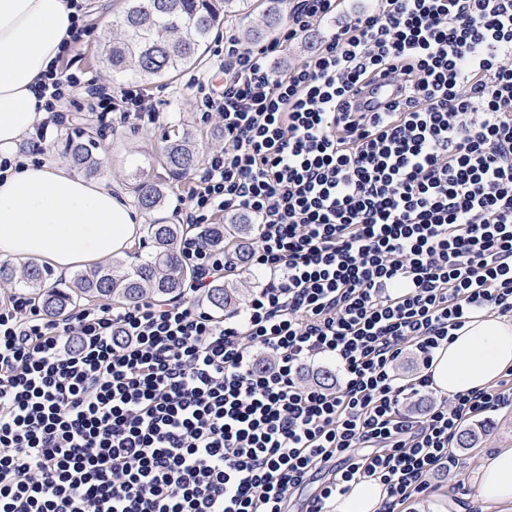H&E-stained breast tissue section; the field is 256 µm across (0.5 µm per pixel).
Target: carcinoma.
<instances>
[{
  "label": "carcinoma",
  "instance_id": "carcinoma-1",
  "mask_svg": "<svg viewBox=\"0 0 512 512\" xmlns=\"http://www.w3.org/2000/svg\"><path fill=\"white\" fill-rule=\"evenodd\" d=\"M285 0H266L259 23L244 30L247 41H260L271 35L284 21ZM248 8V0H125L120 33L105 42L106 65L115 75L140 83L178 73L197 62L202 46L208 41L215 24L237 17ZM95 142L80 136L66 139L65 154L70 162L87 175L97 173L93 157ZM165 164L174 174H185L198 164V155L189 138L168 139ZM134 193L137 204L146 211L159 207L164 194L136 169ZM184 232L181 224H150L147 237L151 250L136 256L137 262L127 266L118 263L102 266L89 273H78L67 289L46 287L45 273L36 264H28L18 272L8 263L0 264V281H18L29 288L50 314L63 317L68 309L84 298H106L117 304H130L146 297L168 298L179 295L191 277L188 264L176 249ZM256 232L253 224L232 223L226 227L212 224L205 236L212 243L224 237L249 239ZM239 295L232 285L211 289L208 304L217 310L230 306Z\"/></svg>",
  "mask_w": 512,
  "mask_h": 512
}]
</instances>
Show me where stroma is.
<instances>
[{
	"label": "stroma",
	"mask_w": 512,
	"mask_h": 512,
	"mask_svg": "<svg viewBox=\"0 0 512 512\" xmlns=\"http://www.w3.org/2000/svg\"><path fill=\"white\" fill-rule=\"evenodd\" d=\"M87 33L82 45L70 56L73 72L85 74L94 85H115L113 78L102 61L103 37L100 28L106 20H119L124 0H84ZM370 0H340L335 15L325 19L307 37L288 46L282 58L294 64L310 54L321 37L339 30L351 18L368 8ZM253 13H243L230 26H216L209 38V48L199 64L183 70L173 77L152 82L150 88L165 118L161 123L150 124L136 120H122L119 113L111 112L98 117L95 98L80 92L67 98L60 106L59 121L48 122L35 128L29 136L23 137L19 145L30 148L34 141H41L44 157L64 162V144L67 137L78 133H93L97 148L95 155L100 162L99 179L111 181L128 204L136 199L131 189L132 174L136 167H143L148 180L160 186L165 192L163 206L142 216L143 224L152 220L171 222L175 219L177 188L180 178L174 177L163 163V150L168 135L191 131L199 157L206 155L224 144V139L214 123L204 121L198 109L194 93L189 88L191 79L208 80L219 63L217 53L224 48V32L240 30L256 21ZM466 430L476 431L477 440L469 448H457L459 459L457 484L455 487L441 485L432 493L408 501L405 512H512V506L485 508L479 498L477 474L485 456L498 448L512 447V409H504L476 417L465 425Z\"/></svg>",
	"instance_id": "35a3bbf8"
}]
</instances>
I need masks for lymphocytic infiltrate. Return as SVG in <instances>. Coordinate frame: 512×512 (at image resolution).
Here are the masks:
<instances>
[{
    "label": "lymphocytic infiltrate",
    "instance_id": "lymphocytic-infiltrate-1",
    "mask_svg": "<svg viewBox=\"0 0 512 512\" xmlns=\"http://www.w3.org/2000/svg\"><path fill=\"white\" fill-rule=\"evenodd\" d=\"M297 0L279 35H224V82H198L224 134L187 177L180 296L48 316L0 299V512H306L381 480L399 512L452 480L471 418L512 408V383L454 393L421 417L436 351L472 316L512 313V0H375L302 61L284 46L335 13ZM396 96H359L381 78ZM98 106L158 123L137 84ZM252 216L251 243L201 228ZM266 282L228 315L202 305L242 270ZM274 358L259 368L256 350ZM419 353L411 379L395 373ZM337 361L311 386L307 361Z\"/></svg>",
    "mask_w": 512,
    "mask_h": 512
}]
</instances>
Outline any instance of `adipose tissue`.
I'll use <instances>...</instances> for the list:
<instances>
[{
    "label": "adipose tissue",
    "instance_id": "ef3b65f1",
    "mask_svg": "<svg viewBox=\"0 0 512 512\" xmlns=\"http://www.w3.org/2000/svg\"><path fill=\"white\" fill-rule=\"evenodd\" d=\"M67 0H0V155L47 113L36 89L72 30ZM139 214L111 185L49 160L23 161L0 181V260L45 259L58 273L131 250ZM512 369V320L480 312L435 353L430 369L443 394L482 388ZM483 503L512 502V448L489 456L478 476ZM387 497L377 481L353 485L336 512H378Z\"/></svg>",
    "mask_w": 512,
    "mask_h": 512
}]
</instances>
